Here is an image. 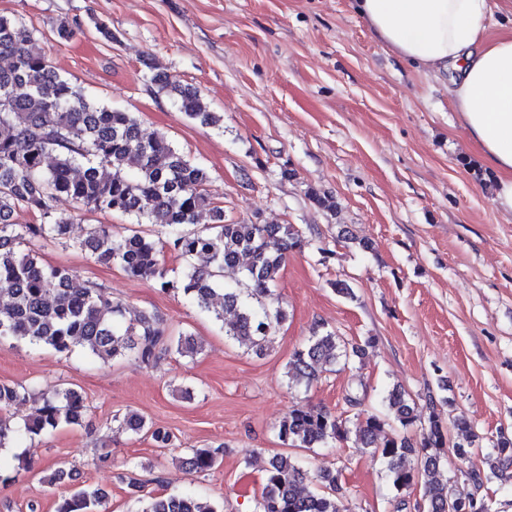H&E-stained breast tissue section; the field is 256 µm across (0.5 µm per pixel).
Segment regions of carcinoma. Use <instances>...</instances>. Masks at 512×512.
<instances>
[{
  "mask_svg": "<svg viewBox=\"0 0 512 512\" xmlns=\"http://www.w3.org/2000/svg\"><path fill=\"white\" fill-rule=\"evenodd\" d=\"M34 29L21 18L0 15V51L13 63L0 67V338L11 336L59 353L83 349L97 361L118 357L156 365L177 354L192 356L200 348L187 332L168 331L163 317L144 310L127 318L126 306L105 288L73 287L75 272L42 261L30 247L61 244L90 252L103 264H119L128 274L150 279L163 292L179 290L200 312L224 324V335L257 354L267 350L272 330L288 314L276 294L286 255L307 241L294 224H259L224 220V207L206 192L208 172L180 153L163 133L147 136L131 112L89 99L31 51ZM152 80L177 96L181 112L202 125L222 127L224 116L212 112L197 92L166 75ZM66 199L75 208L133 217L157 227V237L139 230L115 233L95 224L70 236L76 216L59 209ZM25 207L39 214L37 224H18L14 214ZM187 262L176 279L169 278L165 254ZM206 258L197 266L192 260ZM240 274L234 285L222 281L224 269ZM233 319L224 321V314ZM365 346H348L336 331L321 329L292 354L286 378L290 387H309L322 372L360 357ZM33 400L34 414L13 428L0 420V448L13 437L38 436L61 424L79 425L87 413L83 395L72 389L29 392L0 386V410ZM430 414L416 446L406 439L376 440L386 420L376 414L355 426L362 448L381 457L396 492L422 488L425 512H492L485 486L512 478V439L501 437L488 449L486 471H469L468 489L454 490L450 480L431 478L439 468L437 448L446 445L436 397L426 395ZM389 415L402 426L421 421L415 400L394 387L383 397ZM350 419L311 405H296L279 424L278 438L295 448L327 447L350 433ZM119 428L150 435L159 448L173 437L154 428L136 412H128ZM219 450L196 448L185 465L195 472L215 466ZM420 459V466L414 460ZM307 472L288 454L268 462L255 512H351L343 499L341 473L319 471L315 491L305 490ZM139 504L137 512H219L191 492L141 496L142 483L131 468L115 475ZM105 500L100 488L73 490L61 498L57 512H98Z\"/></svg>",
  "mask_w": 512,
  "mask_h": 512,
  "instance_id": "carcinoma-1",
  "label": "carcinoma"
}]
</instances>
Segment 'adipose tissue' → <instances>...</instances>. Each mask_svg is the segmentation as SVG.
<instances>
[{
	"label": "adipose tissue",
	"instance_id": "ef3b65f1",
	"mask_svg": "<svg viewBox=\"0 0 512 512\" xmlns=\"http://www.w3.org/2000/svg\"><path fill=\"white\" fill-rule=\"evenodd\" d=\"M372 36L442 82L512 214V0H354Z\"/></svg>",
	"mask_w": 512,
	"mask_h": 512
}]
</instances>
